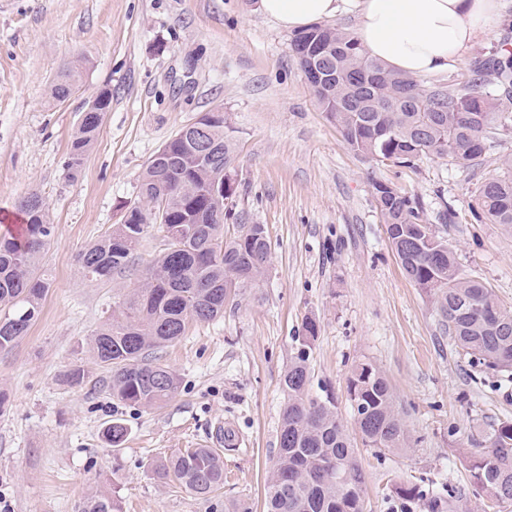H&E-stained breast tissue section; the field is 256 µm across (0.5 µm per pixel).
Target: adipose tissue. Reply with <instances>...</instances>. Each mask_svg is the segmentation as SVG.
I'll return each instance as SVG.
<instances>
[{
    "label": "adipose tissue",
    "instance_id": "1",
    "mask_svg": "<svg viewBox=\"0 0 512 512\" xmlns=\"http://www.w3.org/2000/svg\"><path fill=\"white\" fill-rule=\"evenodd\" d=\"M261 12L287 30H301L349 11L369 56L411 75L447 72L479 40L492 36L500 0H260Z\"/></svg>",
    "mask_w": 512,
    "mask_h": 512
}]
</instances>
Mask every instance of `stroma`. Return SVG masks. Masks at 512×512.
<instances>
[{"label":"stroma","instance_id":"35a3bbf8","mask_svg":"<svg viewBox=\"0 0 512 512\" xmlns=\"http://www.w3.org/2000/svg\"><path fill=\"white\" fill-rule=\"evenodd\" d=\"M503 14L493 39L425 82L456 84L479 54L512 39V0H503ZM291 37L258 0H0V232H21L18 204L32 192L46 200L54 224L41 314L0 352V512H83L99 492L121 512H224L238 502L264 512L281 382L309 318L317 323L311 394L333 396L354 431L347 379L355 364L373 362L409 435L401 451L362 452L364 512H421L393 496L397 482L461 493L469 512H492L470 484L467 460L475 436L512 418V379L472 365L448 337L401 269L372 182L419 197L462 269L512 308V231L472 216L482 182L512 157V132L494 135L469 166L436 154L376 165L317 104ZM74 64L84 68L81 90L52 101L50 86ZM103 86L112 90V110L69 179L70 136L85 98ZM215 108L235 142L236 211L243 223L265 225L269 266L225 302L223 318L190 325L159 350L179 378L177 393L151 409L129 407L107 394L109 374L93 362L89 338L161 253L164 236L150 225L131 266L108 280L85 277L79 256L136 202L153 154ZM445 209L452 222L440 220ZM75 365L90 372L80 387L62 381ZM111 417L129 430L116 449L102 436ZM219 424L235 430L238 443L218 445V490L198 496L156 477V463L213 442Z\"/></svg>","mask_w":512,"mask_h":512}]
</instances>
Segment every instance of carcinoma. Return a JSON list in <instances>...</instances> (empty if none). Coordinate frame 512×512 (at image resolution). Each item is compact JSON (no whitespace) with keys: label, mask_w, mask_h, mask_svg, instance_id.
<instances>
[{"label":"carcinoma","mask_w":512,"mask_h":512,"mask_svg":"<svg viewBox=\"0 0 512 512\" xmlns=\"http://www.w3.org/2000/svg\"><path fill=\"white\" fill-rule=\"evenodd\" d=\"M295 55L327 53L330 78L314 89L317 101L350 148L377 165H409L428 154L448 155L470 165L487 150L491 135L512 128V48L503 44L476 59L472 74L444 86L386 69L368 56L358 40L338 27L312 25L291 38ZM79 71L71 69L50 88L61 101ZM112 108L104 88L98 111L83 112L69 144L64 169L70 179L81 171L99 127V112ZM212 146L208 162L199 161L189 140L172 137L167 158L147 165L138 182L137 207L127 223L93 243L81 257L85 276L103 280L129 267L147 225L154 223L155 201L167 199L168 223L160 225L167 247L141 282L123 296L94 331L90 350L96 365L110 370L112 398L137 408H153L179 387L172 369L152 352L184 335L192 322L224 316V302L265 273L270 243L262 224H242L224 237V220L240 216L223 210L212 218L214 172L230 171L234 150L226 121L206 125ZM508 175L485 181L477 205L492 224L512 227V157L502 161ZM374 197L402 270L433 302L448 336L487 370L512 373V311L500 305L479 280L465 274L455 247L423 222L418 198L375 180ZM25 232L0 234V351L25 336L41 313L47 291L42 258L54 226L49 206L37 193L24 197ZM304 336L283 377L286 401L281 410L277 462L266 479L267 512H363L366 474L360 447L376 452L407 447L405 426L395 408L391 386L375 364H356L348 377V401L361 444L351 439L333 399L309 393L311 341L317 325L308 320ZM89 378L81 365L64 381L82 386ZM128 428L119 419L103 429L106 443L118 448ZM162 480L173 479L198 496L224 484V457L208 446L185 448L156 465ZM470 482L497 503L512 501V421H503L469 462ZM394 497L426 512H463L464 503L412 483H396ZM84 512H120L110 496L87 501Z\"/></svg>","instance_id":"carcinoma-1"}]
</instances>
